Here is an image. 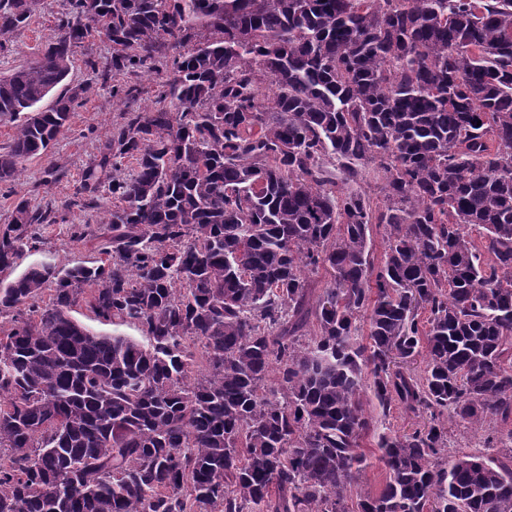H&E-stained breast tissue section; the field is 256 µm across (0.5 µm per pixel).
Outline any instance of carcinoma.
Segmentation results:
<instances>
[{
  "label": "carcinoma",
  "instance_id": "obj_1",
  "mask_svg": "<svg viewBox=\"0 0 512 512\" xmlns=\"http://www.w3.org/2000/svg\"><path fill=\"white\" fill-rule=\"evenodd\" d=\"M62 6L0 77V184L68 129L88 88L41 103L95 36L125 102L155 62L170 78L66 204L106 187L104 258L0 286V512H349L368 394L429 420L378 433L385 484L356 512H512V0ZM32 11L0 0V51ZM330 163L377 176L382 204ZM50 214L18 201L1 272ZM453 427L496 453L448 459ZM72 316L78 320L79 322L87 325L89 328L94 330L98 333L103 334H112V333H119L126 336H134L140 340H143L144 338L142 331L132 324H123L118 326H112V325H103L98 323L94 319L93 313L90 311L89 308H86L85 306H82L81 308H78L75 312H72Z\"/></svg>",
  "mask_w": 512,
  "mask_h": 512
}]
</instances>
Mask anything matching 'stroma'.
Returning <instances> with one entry per match:
<instances>
[{
    "instance_id": "obj_1",
    "label": "stroma",
    "mask_w": 512,
    "mask_h": 512,
    "mask_svg": "<svg viewBox=\"0 0 512 512\" xmlns=\"http://www.w3.org/2000/svg\"><path fill=\"white\" fill-rule=\"evenodd\" d=\"M61 13V0H34L28 25L15 35L7 50L0 51V74L32 61L57 34ZM111 55V45L103 38L77 52L68 82L89 86L90 91L72 112L68 130L48 151L30 160L14 183L0 185V227L10 222L13 207L22 198L35 206H52L56 212L55 223L41 225L36 249L25 252L14 268L0 272L2 283L37 262L89 265L100 259L95 240L81 238L80 233L101 226L105 208H80L71 200L85 171L98 159L107 135L122 122L127 110L126 104L113 96L111 80L101 76ZM92 59L97 68L89 67Z\"/></svg>"
}]
</instances>
